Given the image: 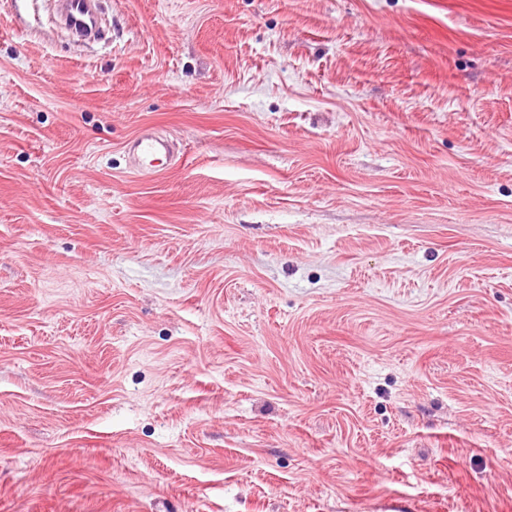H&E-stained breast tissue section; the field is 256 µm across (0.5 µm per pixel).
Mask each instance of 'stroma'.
I'll return each instance as SVG.
<instances>
[{
	"label": "stroma",
	"mask_w": 512,
	"mask_h": 512,
	"mask_svg": "<svg viewBox=\"0 0 512 512\" xmlns=\"http://www.w3.org/2000/svg\"><path fill=\"white\" fill-rule=\"evenodd\" d=\"M100 6L0 0V512H512V0ZM135 169L145 177H155L159 173L158 164L154 161L163 159L162 154H170L171 145L153 129H144L135 138L132 145Z\"/></svg>",
	"instance_id": "1"
}]
</instances>
